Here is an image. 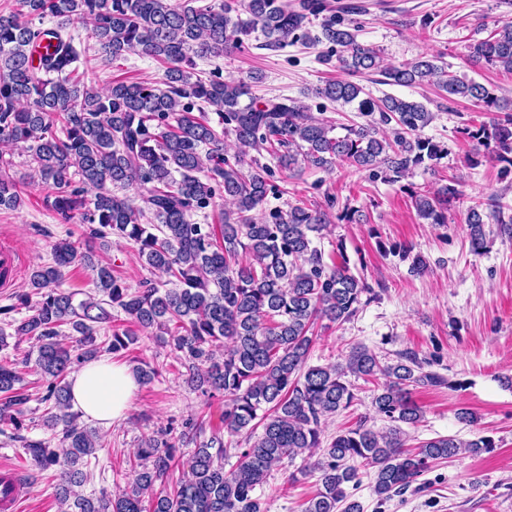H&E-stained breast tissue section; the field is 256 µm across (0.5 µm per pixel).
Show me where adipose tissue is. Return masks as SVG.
<instances>
[{
	"mask_svg": "<svg viewBox=\"0 0 512 512\" xmlns=\"http://www.w3.org/2000/svg\"><path fill=\"white\" fill-rule=\"evenodd\" d=\"M71 408L107 427L131 409L137 382L129 367L106 359L82 365L70 377Z\"/></svg>",
	"mask_w": 512,
	"mask_h": 512,
	"instance_id": "obj_1",
	"label": "adipose tissue"
}]
</instances>
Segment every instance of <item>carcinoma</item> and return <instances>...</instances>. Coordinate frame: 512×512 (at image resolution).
Wrapping results in <instances>:
<instances>
[{
    "label": "carcinoma",
    "instance_id": "carcinoma-1",
    "mask_svg": "<svg viewBox=\"0 0 512 512\" xmlns=\"http://www.w3.org/2000/svg\"><path fill=\"white\" fill-rule=\"evenodd\" d=\"M20 9L0 14V145L21 148L38 182L49 190L51 208L64 224L88 225L104 248L109 237L136 246L139 260L165 281L145 279L133 289L96 258L67 239L51 247L52 262L33 268L30 291L18 295L26 310L9 326L13 336L37 344L35 370L45 380V423L63 424L62 447L30 442L25 450L46 470L58 468L62 503L69 512H267L260 491L273 470L305 452L309 465L288 481L317 476L302 512H364L347 487L359 471L372 469L379 501L404 494L438 460L496 447L489 436L463 441L453 436L412 449L402 425H416L423 410L410 398L414 384L445 380L421 372L414 354L382 364L365 347L346 363L311 365L318 323L340 325L371 300L372 288L351 272L348 259L329 265L315 245L330 223L326 207L303 202L267 211L273 167L321 169L345 162L373 177L399 182L417 169L432 171L448 148L422 130L432 112L416 100L374 98L350 77L383 69L392 85L433 84L448 100L464 98L496 117L462 134L512 167V105L482 83L457 75L436 56L382 66L374 49L358 42L355 29L325 14L323 0H216L192 6L180 0H19ZM54 19L45 28L34 19ZM90 26L92 38L114 59L136 52L167 64L162 86L114 82L99 90L78 73L80 52L72 34ZM258 31L262 47L282 49L305 36L336 46L349 75L314 89L316 96L366 118L358 126H336L317 118L304 102L288 96L260 100L261 77L204 80L192 72L196 57L219 58L242 48ZM472 66L512 73V21L467 45ZM222 124L216 130L209 113ZM395 123L389 135L378 125ZM341 132H336V129ZM267 155L263 163L259 156ZM0 154V210H14L27 182L9 174ZM232 209L219 224L208 218L216 190ZM455 189L412 192L418 216L448 223ZM512 235V224L494 202L469 206L466 223L472 251L486 248L487 220ZM81 265L94 274L95 294L76 300L59 288L65 269ZM123 311L139 329H156L181 353L184 382L204 395L224 396L222 429L200 439L203 423L187 419L181 438L196 448L187 459L189 477L173 479L181 465L175 447L160 436L145 438L133 453L130 489L111 498L76 495L86 474L84 459L100 447L96 432L73 422L68 375L105 352L120 356L135 340L131 329L112 331L96 343L97 325L111 322L107 307ZM79 336L82 352L66 340ZM381 381L374 407L394 426L375 432L367 420L323 443L325 422L355 399L350 377ZM31 400L14 362H0V422L23 428ZM246 447L230 448L224 435ZM235 459L229 471L224 462Z\"/></svg>",
    "mask_w": 512,
    "mask_h": 512
}]
</instances>
